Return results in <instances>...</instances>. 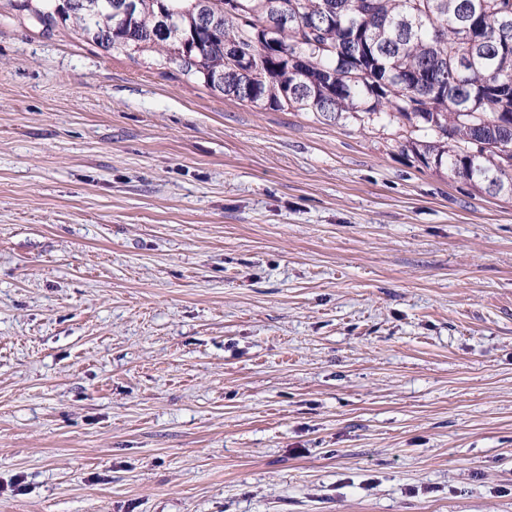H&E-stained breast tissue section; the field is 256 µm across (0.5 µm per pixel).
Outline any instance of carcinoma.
I'll list each match as a JSON object with an SVG mask.
<instances>
[{"instance_id": "obj_1", "label": "carcinoma", "mask_w": 512, "mask_h": 512, "mask_svg": "<svg viewBox=\"0 0 512 512\" xmlns=\"http://www.w3.org/2000/svg\"><path fill=\"white\" fill-rule=\"evenodd\" d=\"M14 0L110 55L328 121H396L404 151L512 195V0ZM288 29L267 35L278 10ZM364 79L348 78L350 70Z\"/></svg>"}]
</instances>
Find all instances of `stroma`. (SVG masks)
Masks as SVG:
<instances>
[{"instance_id":"obj_1","label":"stroma","mask_w":512,"mask_h":512,"mask_svg":"<svg viewBox=\"0 0 512 512\" xmlns=\"http://www.w3.org/2000/svg\"><path fill=\"white\" fill-rule=\"evenodd\" d=\"M0 0V512H512V197Z\"/></svg>"}]
</instances>
